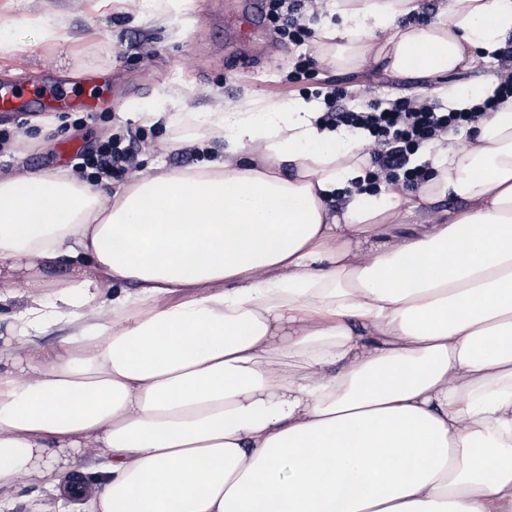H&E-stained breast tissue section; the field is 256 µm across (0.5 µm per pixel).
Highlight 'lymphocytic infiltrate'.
I'll return each mask as SVG.
<instances>
[{
	"label": "lymphocytic infiltrate",
	"mask_w": 512,
	"mask_h": 512,
	"mask_svg": "<svg viewBox=\"0 0 512 512\" xmlns=\"http://www.w3.org/2000/svg\"><path fill=\"white\" fill-rule=\"evenodd\" d=\"M308 3L309 0H268L267 19L280 39L295 45L309 42L313 32L306 23ZM497 76L492 95L465 109H448L414 96L356 104L346 87L331 82L318 87L314 96L322 104V124L367 132L374 145L370 187L385 182L415 190L427 178L426 165L413 161L419 150L449 132L473 133L488 113L498 111L512 98V46L499 56ZM139 149L136 139L118 133L100 138L84 150L79 174L97 179L126 172L135 168Z\"/></svg>",
	"instance_id": "lymphocytic-infiltrate-1"
}]
</instances>
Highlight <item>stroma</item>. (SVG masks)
<instances>
[{"instance_id": "obj_1", "label": "stroma", "mask_w": 512, "mask_h": 512, "mask_svg": "<svg viewBox=\"0 0 512 512\" xmlns=\"http://www.w3.org/2000/svg\"><path fill=\"white\" fill-rule=\"evenodd\" d=\"M252 0H168L164 18L149 0L129 12L124 0H0V36L14 44L0 52V82L37 74L64 82L75 94L93 98L95 110L32 112L25 124L0 115V129L18 133L21 142L0 152V177L31 171H77L78 149L115 132L143 135L138 169L157 159L183 168L212 159L221 146L201 149L195 128H167L140 120L158 108L212 111L223 99L259 96L291 104L281 83L300 54L269 29L249 41L236 35L239 19ZM315 82L343 77L358 101L431 95L426 79L317 64Z\"/></svg>"}]
</instances>
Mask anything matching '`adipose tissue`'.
Returning <instances> with one entry per match:
<instances>
[{
	"instance_id": "1",
	"label": "adipose tissue",
	"mask_w": 512,
	"mask_h": 512,
	"mask_svg": "<svg viewBox=\"0 0 512 512\" xmlns=\"http://www.w3.org/2000/svg\"><path fill=\"white\" fill-rule=\"evenodd\" d=\"M419 9L332 0L319 57L432 79L512 37V0ZM320 110L148 113L223 155L111 196L0 179V512L48 448L98 462L86 512H512V100L410 196L357 191L368 138Z\"/></svg>"
}]
</instances>
